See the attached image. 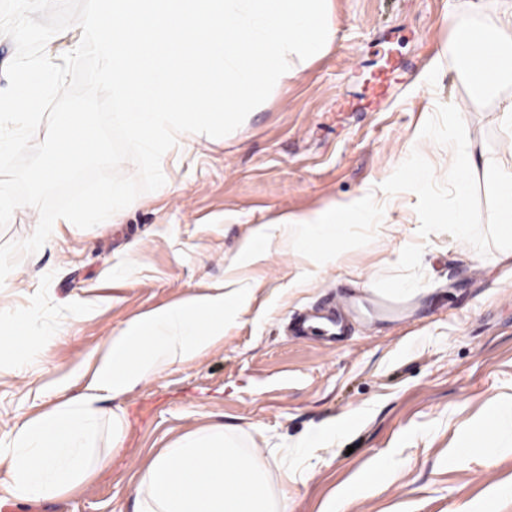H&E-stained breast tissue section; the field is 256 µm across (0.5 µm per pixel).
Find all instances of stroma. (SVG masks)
<instances>
[{
	"instance_id": "stroma-1",
	"label": "stroma",
	"mask_w": 512,
	"mask_h": 512,
	"mask_svg": "<svg viewBox=\"0 0 512 512\" xmlns=\"http://www.w3.org/2000/svg\"><path fill=\"white\" fill-rule=\"evenodd\" d=\"M449 0H332L336 42L297 77L276 84L241 127L202 140L162 167L165 188L140 195L117 223L80 229L57 220L22 256L0 296V323L40 303L57 339L32 337L28 356L0 343V439L19 414L68 396L132 316L192 294L249 288L224 340L105 409L123 408L124 446L79 490L13 500L0 465V512H133L131 478L186 432L221 424L271 467L290 512H327L374 470L376 483L344 512H512V413L493 429L497 450L459 443L512 402V258L490 218L484 159L505 151L495 96L471 97L448 57ZM465 108L475 169L468 204L477 228L448 223V108ZM428 180L401 177L407 163ZM365 199L370 213L315 253L273 239L243 255L262 225ZM399 288L400 313L372 299ZM350 419L345 433L315 432Z\"/></svg>"
}]
</instances>
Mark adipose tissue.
Instances as JSON below:
<instances>
[{
	"instance_id": "adipose-tissue-1",
	"label": "adipose tissue",
	"mask_w": 512,
	"mask_h": 512,
	"mask_svg": "<svg viewBox=\"0 0 512 512\" xmlns=\"http://www.w3.org/2000/svg\"><path fill=\"white\" fill-rule=\"evenodd\" d=\"M448 55L458 75L479 96L512 85V0H461L448 13ZM473 155L457 140L448 176L457 205L449 223L474 229L467 205ZM482 175L496 200L492 222L512 242V162H484ZM359 203L331 207L316 217L291 216L262 226L247 241L246 253L265 257L274 237H301L314 249L328 237L342 238ZM248 290L193 295L138 315L92 354L93 372L83 390L36 417H20L0 441L7 487L19 502L53 499L74 492L103 472L122 446L127 423L122 409L103 413L104 398L120 396L168 368L194 360L224 338V323L242 313ZM106 435V449L97 448ZM271 463L241 436L212 424L179 437L135 475L136 512H288V500L269 481Z\"/></svg>"
}]
</instances>
